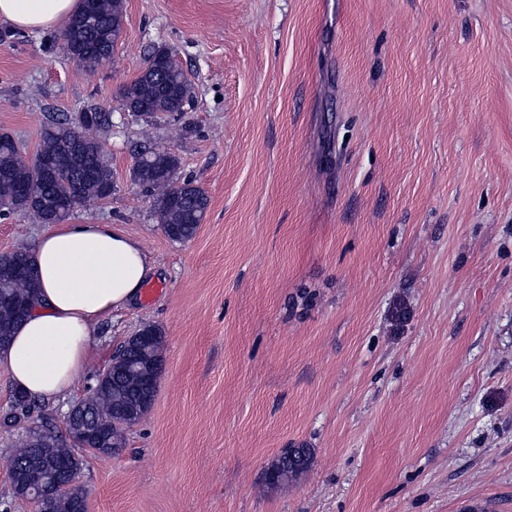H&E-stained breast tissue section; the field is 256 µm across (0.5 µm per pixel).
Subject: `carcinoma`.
Here are the masks:
<instances>
[{"instance_id":"obj_1","label":"carcinoma","mask_w":512,"mask_h":512,"mask_svg":"<svg viewBox=\"0 0 512 512\" xmlns=\"http://www.w3.org/2000/svg\"><path fill=\"white\" fill-rule=\"evenodd\" d=\"M121 24L120 0H82L77 13L67 21L61 40L72 61L92 73L111 58ZM186 94V77L176 61L156 62L150 58L144 71L122 87L121 101L133 110L155 115L183 111ZM110 120L109 114L93 109L86 112L79 126L70 124L66 117L54 121L42 129L40 150L32 160L13 145L10 134L1 132L0 218L28 213L42 224H58L76 208L112 194V167L99 141ZM143 146L148 154L134 165L133 181L150 193L153 215L164 233L175 241H188L196 235L209 199L191 182H178L180 160L173 152L148 135ZM41 158L50 161L53 169L42 168ZM37 289L29 253L17 252L8 265L0 266V349L9 343L25 310L37 300ZM138 336L137 344L124 345L113 380L97 385L86 398L95 424L110 433V442L99 450L101 454L109 455L116 444L125 442L121 423L126 409L135 410V424L148 411L143 406L148 392L139 365L147 359L162 358L163 336L153 325L142 327ZM75 448V441L61 440L48 421L28 428V435L9 457L16 463L12 476L14 493L29 496L33 489L47 483L46 472L29 463L38 454L53 461L59 472L78 476L82 460ZM307 464L306 449L287 448L268 469V483H286L303 472ZM35 501L40 512H71L70 499L62 500L53 493H40Z\"/></svg>"}]
</instances>
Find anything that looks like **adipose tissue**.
Masks as SVG:
<instances>
[{"label":"adipose tissue","instance_id":"ef3b65f1","mask_svg":"<svg viewBox=\"0 0 512 512\" xmlns=\"http://www.w3.org/2000/svg\"><path fill=\"white\" fill-rule=\"evenodd\" d=\"M79 0H0V21L32 32L53 29ZM39 288L0 369L34 401L65 398L86 371L94 325L133 304L152 271L141 243L109 224H55L33 251Z\"/></svg>","mask_w":512,"mask_h":512}]
</instances>
